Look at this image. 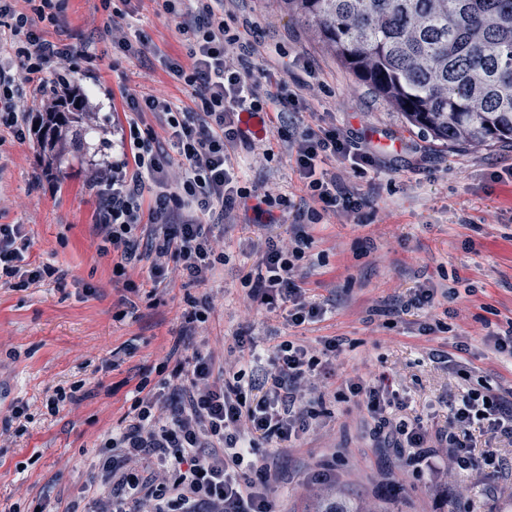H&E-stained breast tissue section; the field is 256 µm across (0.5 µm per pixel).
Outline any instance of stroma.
Wrapping results in <instances>:
<instances>
[{
    "instance_id": "obj_1",
    "label": "stroma",
    "mask_w": 512,
    "mask_h": 512,
    "mask_svg": "<svg viewBox=\"0 0 512 512\" xmlns=\"http://www.w3.org/2000/svg\"><path fill=\"white\" fill-rule=\"evenodd\" d=\"M137 7L135 26L149 42L138 57L106 39L99 0L66 2L60 32L88 56L69 85L96 106L97 121L59 172L47 173L37 136L0 131V225H22L30 240L27 268L49 263L63 273L26 288L0 281V512H90L84 488L106 436L128 414L136 384L156 380L168 363L184 324V298L200 293L176 267L165 285L152 287L147 226L136 237L144 260L115 275L93 222L97 201L88 174L112 159V129L126 121L121 89L161 88L178 104L191 103L161 62L162 55L186 53L174 23L156 15L154 0ZM224 20L252 42L302 59L289 74L268 60L273 79L318 84L309 110L285 113L287 129L336 124L362 133L375 159L364 174L329 166L367 199L358 220L330 215L308 228L312 242L297 266L310 298L326 310L322 321L293 327L278 310L244 312L243 277L261 262L268 240L292 235L291 215L279 211L274 223L260 224L239 207L211 227L224 244V262L209 281L213 310L192 329L193 347L214 350L232 372L233 335L242 329L263 349L285 339L317 350L326 339L341 341L333 376L314 382L324 395L320 427L272 451L279 512H307L313 494L328 488L378 512H512V440L475 436L478 447L497 449L499 476L452 467L438 483L393 449L377 447L366 412L334 396L344 378L383 374L405 397L404 416L434 429L467 386L512 391V357L484 339L512 321V148L451 149L408 128L289 15L283 0H224ZM266 146L274 157L264 165L237 151L242 185L304 199L285 142L273 134ZM130 282L136 291L127 290ZM420 287L433 289V306L403 311ZM437 351L454 354L456 366L439 364ZM77 382L81 400L50 411L54 391ZM18 406L25 410L19 418Z\"/></svg>"
}]
</instances>
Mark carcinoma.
<instances>
[{
  "label": "carcinoma",
  "mask_w": 512,
  "mask_h": 512,
  "mask_svg": "<svg viewBox=\"0 0 512 512\" xmlns=\"http://www.w3.org/2000/svg\"><path fill=\"white\" fill-rule=\"evenodd\" d=\"M355 78L413 128L450 148L512 147V0H287ZM40 134L60 161L80 101L47 112ZM313 512H372L324 497Z\"/></svg>",
  "instance_id": "cac0c4a2"
}]
</instances>
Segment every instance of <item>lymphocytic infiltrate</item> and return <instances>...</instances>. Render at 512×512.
Masks as SVG:
<instances>
[{"instance_id": "lymphocytic-infiltrate-1", "label": "lymphocytic infiltrate", "mask_w": 512, "mask_h": 512, "mask_svg": "<svg viewBox=\"0 0 512 512\" xmlns=\"http://www.w3.org/2000/svg\"><path fill=\"white\" fill-rule=\"evenodd\" d=\"M16 11L0 0V33L21 60L25 76L75 64L83 53L50 40L66 0H24ZM158 14L175 20L186 58L166 56L168 74L188 88L192 104L175 105L162 91L124 93L130 117L116 129L121 155L96 168L89 179L98 206L94 221L104 227V241L122 263L137 259L135 231L152 228L154 259L150 278L166 276L167 260H176L189 282L205 288L224 254L217 250L206 224L221 218L240 201L250 199L256 216L291 209L298 229L288 243L268 241L256 270L246 275L250 300L269 310L286 312L299 327L325 315L310 299L296 263L311 237L305 227L320 223L323 211L357 217L367 200L343 187L327 168L329 161L365 172L374 163L370 147L336 127H310L286 134L289 154L308 193L309 205L295 206L290 197L240 186L233 149L261 153L241 128L245 113L300 111L301 94L287 82L263 90L267 71L258 46L232 30L224 20V0H155ZM30 115L15 75L0 69V128L23 139L41 126ZM29 243L21 225H0V278H16ZM242 369L257 361L254 336H234ZM340 352L328 339L320 351L292 340L277 344L260 382L261 394L248 398L241 371L225 375L213 354L194 351L190 358L161 371L154 385L140 383L133 394L131 417L104 445L107 458L98 464L88 487L94 512H276L268 451L260 441H292L319 422L307 397L312 377L329 374ZM344 385L373 423L379 447L426 464L442 475L446 461L460 470L498 469L493 449L477 448L473 433L492 431L512 438V400L488 387H470L448 405L446 424L428 430L422 422L397 418L404 406L387 377L346 379ZM178 392V407L167 408V392Z\"/></svg>"}]
</instances>
